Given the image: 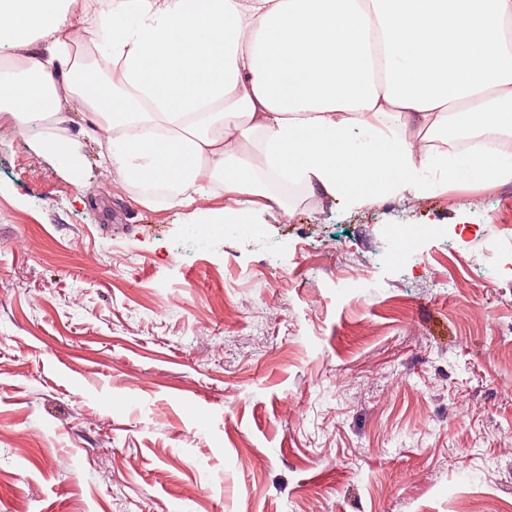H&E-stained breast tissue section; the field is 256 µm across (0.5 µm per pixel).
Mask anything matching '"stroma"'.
I'll return each mask as SVG.
<instances>
[{"instance_id":"1","label":"stroma","mask_w":512,"mask_h":512,"mask_svg":"<svg viewBox=\"0 0 512 512\" xmlns=\"http://www.w3.org/2000/svg\"><path fill=\"white\" fill-rule=\"evenodd\" d=\"M98 152L0 112V512H512V182L213 236Z\"/></svg>"}]
</instances>
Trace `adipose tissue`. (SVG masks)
Wrapping results in <instances>:
<instances>
[{
  "instance_id": "1",
  "label": "adipose tissue",
  "mask_w": 512,
  "mask_h": 512,
  "mask_svg": "<svg viewBox=\"0 0 512 512\" xmlns=\"http://www.w3.org/2000/svg\"><path fill=\"white\" fill-rule=\"evenodd\" d=\"M509 23L512 0H0V112L77 181L95 137L139 205L192 220L208 203L219 234L289 214L285 179L353 207L512 181ZM453 120L474 151L455 152Z\"/></svg>"
}]
</instances>
